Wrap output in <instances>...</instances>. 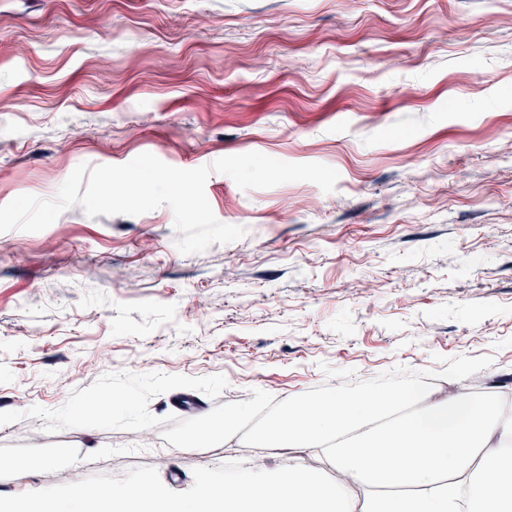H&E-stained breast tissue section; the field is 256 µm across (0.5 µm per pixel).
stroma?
I'll list each match as a JSON object with an SVG mask.
<instances>
[{
  "label": "stroma",
  "mask_w": 512,
  "mask_h": 512,
  "mask_svg": "<svg viewBox=\"0 0 512 512\" xmlns=\"http://www.w3.org/2000/svg\"><path fill=\"white\" fill-rule=\"evenodd\" d=\"M112 65L102 76L100 62ZM512 0H0V205L54 198L82 163L150 153L181 169L260 152L339 174L240 189L211 173L216 218L245 227L184 255L170 207L64 211L0 233V411L62 406L93 376L223 375L150 412L185 419L260 389L437 373L489 355L448 394L512 397ZM92 366L93 376L75 372ZM0 425V512L85 487L190 498L251 453L122 429Z\"/></svg>",
  "instance_id": "stroma-1"
}]
</instances>
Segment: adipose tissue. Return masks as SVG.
<instances>
[{
  "label": "adipose tissue",
  "mask_w": 512,
  "mask_h": 512,
  "mask_svg": "<svg viewBox=\"0 0 512 512\" xmlns=\"http://www.w3.org/2000/svg\"><path fill=\"white\" fill-rule=\"evenodd\" d=\"M252 445L234 480L203 479L192 502L74 486L71 512H512L511 406L370 387L298 397ZM291 448L321 455L328 473L267 466Z\"/></svg>",
  "instance_id": "ef3b65f1"
}]
</instances>
